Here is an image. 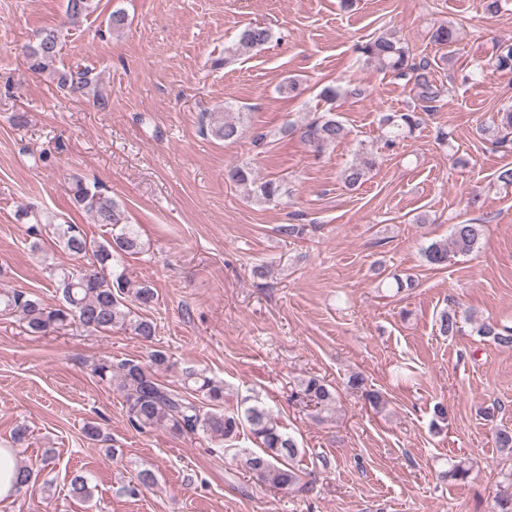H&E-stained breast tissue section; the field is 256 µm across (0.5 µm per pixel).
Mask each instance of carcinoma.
<instances>
[{
  "label": "carcinoma",
  "instance_id": "1",
  "mask_svg": "<svg viewBox=\"0 0 512 512\" xmlns=\"http://www.w3.org/2000/svg\"><path fill=\"white\" fill-rule=\"evenodd\" d=\"M96 9L95 0H66V14L72 20L86 17ZM273 39L271 28L247 26L240 31L234 43L224 49V57L213 60V66L228 65L270 44ZM61 51L58 31L43 30L35 41L26 46L29 70L56 76L58 84L67 88L72 99L90 98L99 110H107L109 100L96 90L97 80L91 76V70L62 67ZM358 52L379 69L412 82L415 97L421 102L418 110L413 108L382 115V138L386 146L392 147L410 137L425 123V117L436 110L440 90L432 75L433 64L426 57L415 60L409 48L393 32L380 34L359 46ZM494 67L500 72H512V45H496ZM244 117L243 112L234 116L226 114L212 132L226 142H234L243 134ZM279 133L284 138L297 133L304 144L314 152L322 153L344 139L347 128L330 108L314 114L299 128L286 123ZM479 134L498 148L512 150V110L498 113V121L492 126L479 128ZM374 165V154L364 148L358 152L355 161L342 170L341 180L346 187L356 189L366 181ZM227 177L246 198L262 204H280L288 194L282 179L261 178L247 163L229 169ZM72 202L90 214L94 223L111 227L110 236L97 241L88 237L77 224L56 225L55 234L64 250L78 258H86L88 262L76 272L49 271L55 287L61 290V303L49 306L34 295L14 290L0 293V311L19 314L27 331L37 335L76 324L96 332L125 328L145 342L152 341L156 336V324L143 312L156 304L155 289L148 284L131 287L124 272L114 268V264L126 256L143 251L144 244L138 231L129 223L123 205L99 186L90 187L81 180L75 181ZM483 232L482 224H455L448 240L434 242L425 248V259L432 266H445L450 254L473 251ZM463 320L469 321L471 316L462 318L455 311H441L436 320L439 334L457 335ZM477 334L490 338L501 348H512V326L482 323L478 325ZM169 364V355L155 350L146 364L128 360L114 366L112 361L103 360L95 365L93 373L123 395L128 421L136 430H165L175 435H202L232 442L240 428L246 425L255 447L234 449L246 472L259 482L284 492L302 493L306 490L302 471L296 467L304 449L285 431L269 407L259 401L251 404L245 398L241 400L240 409L228 412L224 409V384L193 369L185 370L181 387L173 389L157 377V373ZM297 396L313 405L320 422L335 412L336 389L322 378L310 376L301 379ZM36 482L37 475L31 469L16 466V492L32 489ZM70 493L81 500L92 497L88 481L82 475L71 479Z\"/></svg>",
  "mask_w": 512,
  "mask_h": 512
}]
</instances>
